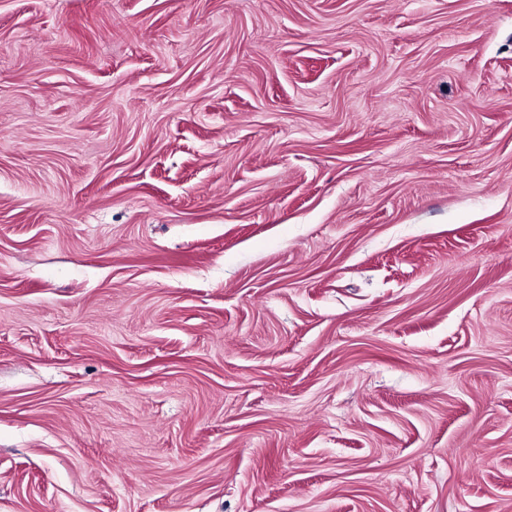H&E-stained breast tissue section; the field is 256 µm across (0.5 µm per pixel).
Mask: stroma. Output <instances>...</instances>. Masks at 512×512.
<instances>
[{
    "instance_id": "stroma-1",
    "label": "stroma",
    "mask_w": 512,
    "mask_h": 512,
    "mask_svg": "<svg viewBox=\"0 0 512 512\" xmlns=\"http://www.w3.org/2000/svg\"><path fill=\"white\" fill-rule=\"evenodd\" d=\"M0 512H512V0H0Z\"/></svg>"
}]
</instances>
